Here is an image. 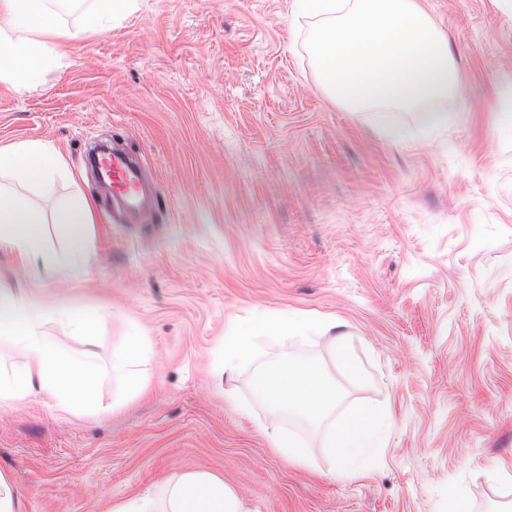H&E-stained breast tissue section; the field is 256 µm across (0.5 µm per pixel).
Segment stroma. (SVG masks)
Segmentation results:
<instances>
[{"label": "stroma", "mask_w": 512, "mask_h": 512, "mask_svg": "<svg viewBox=\"0 0 512 512\" xmlns=\"http://www.w3.org/2000/svg\"><path fill=\"white\" fill-rule=\"evenodd\" d=\"M420 4L463 86L434 130L338 108L296 0H140L108 34L63 41L36 91L0 83V148L47 141L70 170L35 202L82 193L95 222L84 279L51 283L0 250V280L125 311L99 333L104 404L133 328L154 368L151 395L103 420L0 407V473L22 512H115L174 470L218 475L245 512H448L453 489L473 512L512 503V135L491 108L512 78V0ZM113 138L153 172L149 217L118 212L83 164ZM253 316L345 337L367 382L327 338L269 339L262 358L317 357L345 403L393 413L367 473H335L306 421L255 399L252 368L220 372L219 346ZM275 426L302 461L272 448Z\"/></svg>", "instance_id": "stroma-1"}]
</instances>
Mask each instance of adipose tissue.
I'll list each match as a JSON object with an SVG mask.
<instances>
[{
  "label": "adipose tissue",
  "mask_w": 512,
  "mask_h": 512,
  "mask_svg": "<svg viewBox=\"0 0 512 512\" xmlns=\"http://www.w3.org/2000/svg\"><path fill=\"white\" fill-rule=\"evenodd\" d=\"M314 24L309 50L329 99L348 112H416L426 126L443 122L441 106L461 93L448 42L418 0H301ZM139 0H0V81L25 92L41 84L55 58L49 37H68V15L79 14L81 32L102 34L135 12ZM44 43H36V35ZM60 151L42 141L0 149V250L35 261L55 281L84 277L93 235V209L86 196L60 205L52 217L16 191V184L44 185L66 175ZM53 228L65 253L52 249ZM60 318L83 351H72L43 325ZM113 317L106 306L65 304L23 289H0V342L26 358L20 369L0 367V407L46 397L69 415L98 420L108 415L98 395L100 367L93 347L99 328ZM121 382L120 400L144 395L150 383L146 336L135 334L112 357ZM118 512H243L239 495L205 471H174L154 492L126 501Z\"/></svg>",
  "instance_id": "obj_1"
}]
</instances>
